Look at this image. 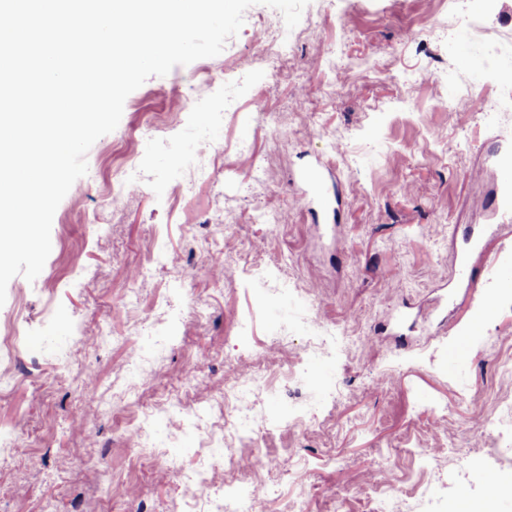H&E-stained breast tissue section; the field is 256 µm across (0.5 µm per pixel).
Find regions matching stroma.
I'll list each match as a JSON object with an SVG mask.
<instances>
[{
  "label": "stroma",
  "instance_id": "obj_1",
  "mask_svg": "<svg viewBox=\"0 0 512 512\" xmlns=\"http://www.w3.org/2000/svg\"><path fill=\"white\" fill-rule=\"evenodd\" d=\"M474 15L512 35V0H310L291 30L259 0L220 55L175 66L127 97L118 127L92 145L87 174L54 214L41 273L12 278L0 306V337L17 334L13 347L0 346L10 375L0 439L11 444L0 512L182 506L164 464L127 454L128 431L147 423L159 451L185 468L217 461L220 409L210 411L211 429L189 424L175 438L170 407L218 394L242 346L278 360V325L311 309L337 340L313 383L264 397L271 413L315 410L301 430L261 445L297 461L292 473H268V512L299 497L305 512H370L367 479L380 470L406 488L427 483L428 512H453L484 501L485 466L512 473V435L493 459L472 431L489 394L512 396V288L488 268L491 256L512 253V219L493 207L496 158L512 155V113L486 116L471 103L512 98V84L468 67L482 55L461 25ZM408 27L418 36L404 38ZM267 29L288 42L276 82L264 71ZM205 78L223 92L193 102ZM272 113L290 129L275 151ZM172 123L184 151L200 134L218 145L187 192L179 156L154 133ZM133 159L144 188L113 201L112 177ZM226 257L237 269L215 280L207 262ZM464 260L479 273L476 287L457 276ZM145 266L150 276L136 281ZM271 276L290 293L267 292ZM493 289L497 308L482 316ZM167 303L186 312L170 341L142 321ZM351 336L369 342L355 350ZM461 341L467 359L452 373L448 351ZM133 353L144 357L141 371L124 368ZM190 357L199 371L187 385ZM79 371L93 374L99 406L81 409L85 391L70 380ZM116 377L137 394L113 390Z\"/></svg>",
  "mask_w": 512,
  "mask_h": 512
}]
</instances>
